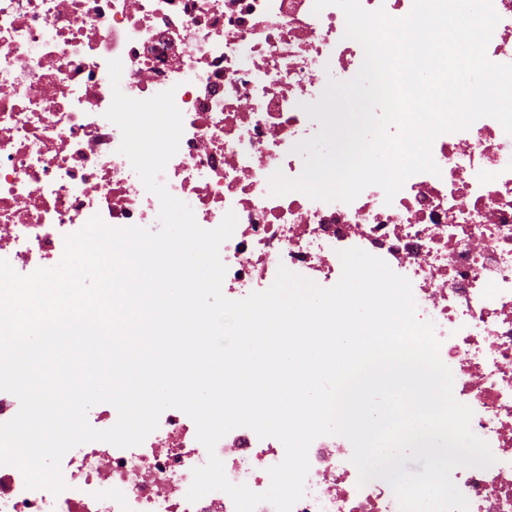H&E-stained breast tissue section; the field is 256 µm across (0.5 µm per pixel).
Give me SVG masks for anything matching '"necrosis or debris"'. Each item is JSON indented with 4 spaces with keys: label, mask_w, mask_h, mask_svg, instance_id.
Returning <instances> with one entry per match:
<instances>
[{
    "label": "necrosis or debris",
    "mask_w": 512,
    "mask_h": 512,
    "mask_svg": "<svg viewBox=\"0 0 512 512\" xmlns=\"http://www.w3.org/2000/svg\"><path fill=\"white\" fill-rule=\"evenodd\" d=\"M314 0H0V259L19 274L59 264L64 238L95 215L112 227L154 224L160 201L119 153L110 60L122 92L147 99L174 90L183 116L178 152L160 180L191 198L197 223H238L220 247L224 295L240 300L279 267L335 285L339 253L358 247L409 279L420 320L432 322L456 397L495 458L452 480L469 512H512V136L490 117L436 138L439 174L410 176L393 200L366 188L352 203L300 192L273 197L275 171L298 177L295 145L319 125L300 101L329 80L355 77L360 43L345 38L341 9L313 14ZM500 20L487 47L512 63V0H493ZM338 441L309 448L305 495L293 512H400L393 492L360 484L336 462ZM284 447L246 427L214 453L228 480L257 493ZM194 421L161 414L138 446L92 441L62 458L65 490L30 489L0 465V512H235L212 491L189 502L193 469L208 460Z\"/></svg>",
    "instance_id": "obj_1"
}]
</instances>
